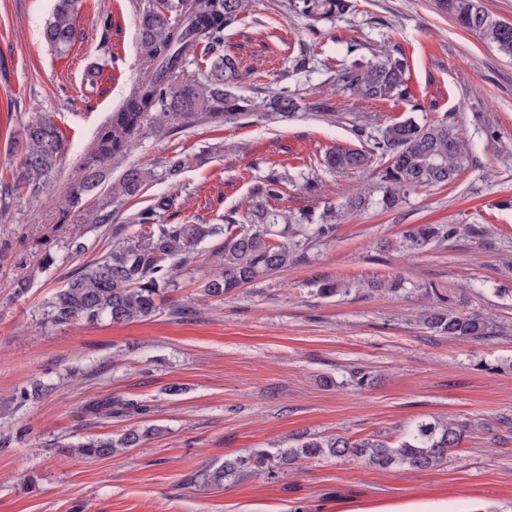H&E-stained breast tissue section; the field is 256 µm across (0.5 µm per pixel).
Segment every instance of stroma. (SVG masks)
Returning a JSON list of instances; mask_svg holds the SVG:
<instances>
[{
	"label": "stroma",
	"instance_id": "obj_1",
	"mask_svg": "<svg viewBox=\"0 0 512 512\" xmlns=\"http://www.w3.org/2000/svg\"><path fill=\"white\" fill-rule=\"evenodd\" d=\"M145 2L83 0L76 41L58 54L42 36L54 0H0V179H10L19 161L9 144L23 122L50 114L65 140L53 185L0 217V512H336L340 500L445 498L460 507L471 497L488 500L491 512H512V430L504 425L512 418V58L461 29L434 0H354L350 13L316 32L282 0H249L224 32V52L239 62L237 90L288 92L294 115L172 121L163 133L147 132L125 164L151 170L152 179L97 224L94 201L69 206V184L146 65L137 42ZM390 40L410 65L406 98L354 101L331 83L338 69L371 59ZM93 65L99 75L91 83ZM451 112L473 147L454 183L416 188L390 211L346 215L333 240L304 245L288 269L205 296L216 269L213 238L197 247L150 319L46 321L67 277L106 253L113 228L159 196H179L177 215L161 223L224 225L242 219L256 181L285 169L294 181L270 208L316 220L328 204L377 183L378 164L332 172L327 152L364 147L362 127L373 133L409 118L428 125ZM175 154L187 165L174 185L164 163ZM302 174L318 178L320 190L302 189ZM413 224L455 232L419 254L379 250ZM75 242L83 252L72 250ZM48 252L55 263L47 268ZM396 277L404 291H371ZM324 279L348 282L349 293L321 297ZM428 284L447 306L488 316L491 336L460 341L428 332L419 292ZM356 370L371 375V386L351 383ZM24 389L29 400L16 404ZM107 397L138 401L148 412L87 414ZM425 416L479 428L447 463L426 471L325 457L276 479L252 471L220 488L189 481L224 458L316 435L394 442ZM132 426L157 432L107 459L69 450Z\"/></svg>",
	"mask_w": 512,
	"mask_h": 512
}]
</instances>
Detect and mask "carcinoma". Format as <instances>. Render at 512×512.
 Masks as SVG:
<instances>
[{"mask_svg":"<svg viewBox=\"0 0 512 512\" xmlns=\"http://www.w3.org/2000/svg\"><path fill=\"white\" fill-rule=\"evenodd\" d=\"M436 7L457 25L476 33L499 52L512 57V22L495 18L483 0H435ZM82 0H56L52 17L43 30L45 43L55 52H66L76 39V20ZM247 0H147L139 15L138 37L149 65L142 79L131 89L123 105L112 113L97 132L90 160L83 164L70 185V202L79 204L95 195L112 162L124 159L143 134L150 116L190 125L198 120L235 123L260 117L267 100L246 97L236 91L237 62L224 49V30L240 20ZM288 10L309 20L312 29L349 13L352 0H287ZM212 53L210 68L201 75L186 71L187 57L199 46ZM410 67L398 46H381L377 58L359 62L336 72V85L355 100H392L406 95ZM65 143L56 124L47 116L26 123L22 139L11 144L20 164L9 181H0V217L15 199L37 195L56 174ZM377 158L386 166L378 172L373 194L352 195L341 210L329 206L321 223L309 225L306 239L327 240L335 236L340 211L356 212L375 205L383 210L399 206L411 189L453 183L470 158L467 142L457 127L455 115L421 125L412 119L394 122L367 135L366 148L338 147L328 153L329 169L353 171L366 168ZM186 167L179 154L165 162V174L173 183ZM148 181L142 168H128L112 185V197L98 202L105 210L123 198L137 195ZM288 175L272 171L256 183L248 200L247 224H161L158 216L176 204L166 195L139 211L134 223L112 235L111 249L96 261L69 276L49 303L46 319L54 324L83 319H105L126 324L151 317L157 311L158 296L167 288L180 267L195 259V247L222 235L216 251L222 271L203 285L204 294L220 297L244 284L288 267L301 241H289L291 216L275 214L268 202L281 194ZM454 233L445 224H418L406 230L398 247L419 253ZM348 291L340 281L325 279L318 294L330 298ZM427 329L454 339H482L488 336L490 321L476 313H460L442 306L425 310ZM144 411L135 400L93 403L87 413L110 418L114 414ZM477 425L453 420L421 419L409 426L395 443L363 438L355 441L336 434L310 438L276 453L265 450L224 459L190 475V481L221 486L224 481L261 469L270 478L299 460L321 457L361 458L369 465L388 469L408 466L417 470L435 468L448 460ZM153 428H129L117 438L91 437L72 446V451L89 458H109L124 448H135L154 433Z\"/></svg>","mask_w":512,"mask_h":512,"instance_id":"1","label":"carcinoma"}]
</instances>
